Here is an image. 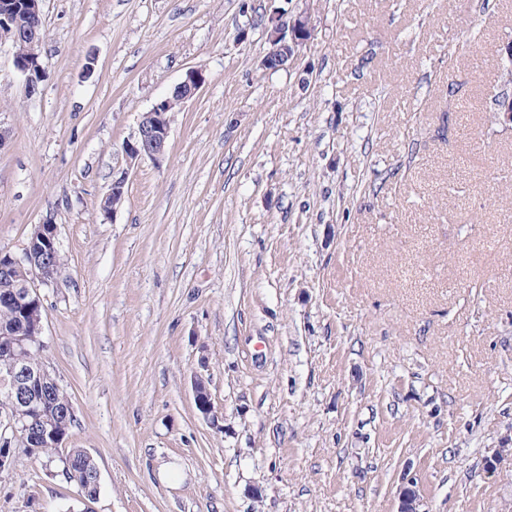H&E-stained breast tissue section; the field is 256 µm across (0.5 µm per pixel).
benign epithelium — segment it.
Returning a JSON list of instances; mask_svg holds the SVG:
<instances>
[{"label": "benign epithelium", "mask_w": 512, "mask_h": 512, "mask_svg": "<svg viewBox=\"0 0 512 512\" xmlns=\"http://www.w3.org/2000/svg\"><path fill=\"white\" fill-rule=\"evenodd\" d=\"M42 15L39 0H0V37L9 38L17 46L14 66L24 76L25 87L34 91L41 82L44 67L41 59L42 36L35 19ZM273 50L263 59L262 66L275 70L285 66L308 40L311 29L307 16L296 15L287 20L278 13L268 17ZM204 78L201 72L190 70L177 85L171 97L156 103L144 114L134 134L124 144L129 166L150 159L161 161L166 153L170 134L171 117L168 113L198 92ZM128 172L123 171L112 179L109 191L100 200V208L106 213H117L125 201ZM41 240L31 239L18 255L0 251V272L22 280V290L15 295L19 305L27 308L38 333H43L44 313L39 288L54 282L61 272L55 260L58 253L56 225L46 221L40 225ZM11 359L10 381L4 382L12 396L9 410L0 416V446L18 448L21 438L27 434L30 418L40 415L50 427L49 435L61 441L63 430L53 419L50 402L42 385L50 367L34 373L28 366L29 350L22 340L0 351ZM424 503L414 485L401 492L399 512H425Z\"/></svg>", "instance_id": "benign-epithelium-1"}]
</instances>
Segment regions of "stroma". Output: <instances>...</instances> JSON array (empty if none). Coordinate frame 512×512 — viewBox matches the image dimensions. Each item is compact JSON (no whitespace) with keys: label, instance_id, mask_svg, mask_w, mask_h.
<instances>
[{"label":"stroma","instance_id":"1","mask_svg":"<svg viewBox=\"0 0 512 512\" xmlns=\"http://www.w3.org/2000/svg\"><path fill=\"white\" fill-rule=\"evenodd\" d=\"M42 12L36 94L0 40V250L57 226L45 360L100 487L20 451L0 512H398L410 481L426 512H512V455L485 469L512 438V0ZM273 13L311 27L279 70ZM191 69L164 159L128 166ZM204 78L198 70H190L184 80L177 85L172 97L156 103L144 114L134 134L124 144V153L129 166L141 160L161 161L166 153L170 134L171 116L177 105L194 97L203 84ZM128 179V170L122 171L118 177L112 179L109 191L100 200V208L105 213L112 211L116 214L125 201V186Z\"/></svg>","mask_w":512,"mask_h":512}]
</instances>
